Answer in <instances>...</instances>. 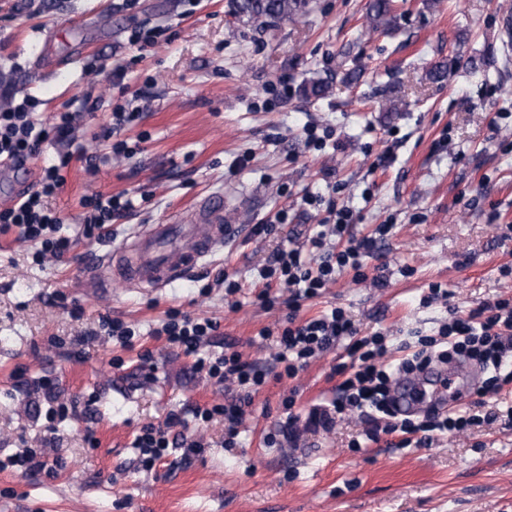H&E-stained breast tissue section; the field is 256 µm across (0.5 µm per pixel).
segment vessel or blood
Returning <instances> with one entry per match:
<instances>
[{
    "instance_id": "1",
    "label": "vessel or blood",
    "mask_w": 512,
    "mask_h": 512,
    "mask_svg": "<svg viewBox=\"0 0 512 512\" xmlns=\"http://www.w3.org/2000/svg\"><path fill=\"white\" fill-rule=\"evenodd\" d=\"M235 231V225L224 221L223 193L207 195L191 208L174 213L167 223L146 225L132 241L114 249L112 275L138 287H167L192 273ZM443 394L449 404L462 403L464 377L457 366L438 369L431 381H400L396 405L400 412H409Z\"/></svg>"
}]
</instances>
